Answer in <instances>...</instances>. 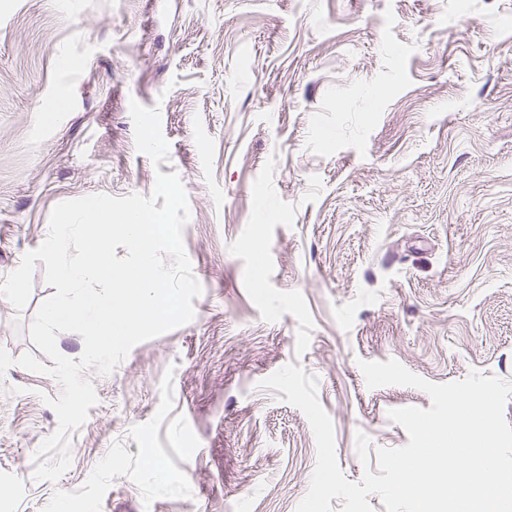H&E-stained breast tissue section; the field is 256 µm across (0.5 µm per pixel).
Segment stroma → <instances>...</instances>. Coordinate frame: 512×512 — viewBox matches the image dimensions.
Returning <instances> with one entry per match:
<instances>
[{
  "instance_id": "35a3bbf8",
  "label": "stroma",
  "mask_w": 512,
  "mask_h": 512,
  "mask_svg": "<svg viewBox=\"0 0 512 512\" xmlns=\"http://www.w3.org/2000/svg\"><path fill=\"white\" fill-rule=\"evenodd\" d=\"M63 111L46 115L55 99ZM159 107L169 163L136 151ZM178 173L190 323L139 343L69 435L57 483L51 376L0 377V512H297L317 464L304 413L260 383L318 378L338 465L407 444L359 361L435 383L512 382V0H0V283L58 203L150 195ZM36 267L0 348L35 352L55 294Z\"/></svg>"
}]
</instances>
